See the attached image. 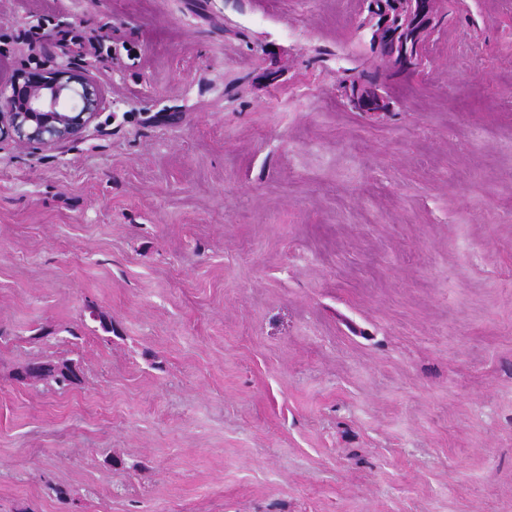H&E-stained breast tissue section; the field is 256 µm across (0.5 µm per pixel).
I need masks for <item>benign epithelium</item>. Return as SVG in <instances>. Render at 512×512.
Listing matches in <instances>:
<instances>
[{"label":"benign epithelium","instance_id":"obj_1","mask_svg":"<svg viewBox=\"0 0 512 512\" xmlns=\"http://www.w3.org/2000/svg\"><path fill=\"white\" fill-rule=\"evenodd\" d=\"M369 23L364 36L373 39L375 53L397 75H409L422 64L425 44L411 54L410 46L389 32L395 17L393 8L405 7L404 24L434 27L433 0H364ZM23 72L8 84L0 83V137L12 138L20 145L54 148L84 136L105 109V93L97 83L90 65L80 70L72 63L57 64L45 72V78L25 81L18 86Z\"/></svg>","mask_w":512,"mask_h":512}]
</instances>
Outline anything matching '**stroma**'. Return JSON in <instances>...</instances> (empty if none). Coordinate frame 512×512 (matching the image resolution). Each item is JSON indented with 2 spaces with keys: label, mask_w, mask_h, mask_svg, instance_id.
Wrapping results in <instances>:
<instances>
[{
  "label": "stroma",
  "mask_w": 512,
  "mask_h": 512,
  "mask_svg": "<svg viewBox=\"0 0 512 512\" xmlns=\"http://www.w3.org/2000/svg\"><path fill=\"white\" fill-rule=\"evenodd\" d=\"M435 9L396 79L363 0H0L111 102L0 140V512H512V0ZM72 362H53V361H37L26 364L25 366H38L43 369L39 381L46 382L48 384H55L59 389L68 388L71 384L81 383L82 376L74 373L69 364ZM65 368L71 372V374L65 373L62 369L58 371V368Z\"/></svg>",
  "instance_id": "obj_1"
}]
</instances>
